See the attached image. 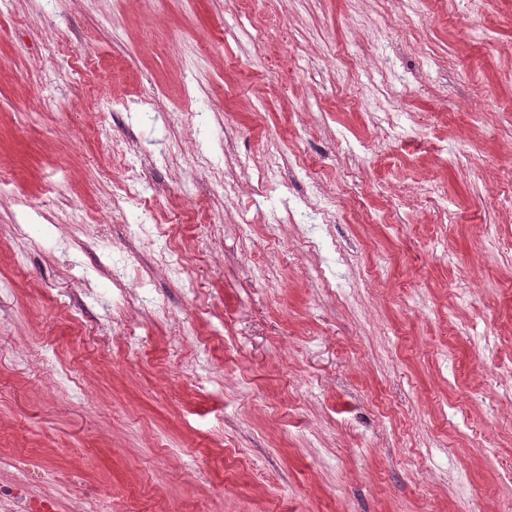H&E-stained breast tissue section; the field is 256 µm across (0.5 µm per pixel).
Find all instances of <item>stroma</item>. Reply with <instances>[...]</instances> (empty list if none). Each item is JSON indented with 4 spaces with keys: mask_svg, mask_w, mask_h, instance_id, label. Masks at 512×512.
<instances>
[{
    "mask_svg": "<svg viewBox=\"0 0 512 512\" xmlns=\"http://www.w3.org/2000/svg\"><path fill=\"white\" fill-rule=\"evenodd\" d=\"M116 276L165 319L113 323ZM23 478L51 512H512V0H0Z\"/></svg>",
    "mask_w": 512,
    "mask_h": 512,
    "instance_id": "obj_1",
    "label": "stroma"
}]
</instances>
